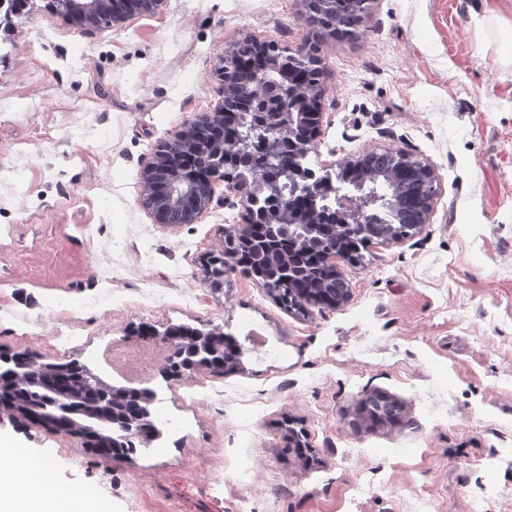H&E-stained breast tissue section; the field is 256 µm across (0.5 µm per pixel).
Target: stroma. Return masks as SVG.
<instances>
[{"instance_id":"obj_1","label":"stroma","mask_w":512,"mask_h":512,"mask_svg":"<svg viewBox=\"0 0 512 512\" xmlns=\"http://www.w3.org/2000/svg\"><path fill=\"white\" fill-rule=\"evenodd\" d=\"M305 15V0H164L85 34L32 0L0 31V100L44 103L50 131L0 112V349L118 385L101 355L144 325L241 345L232 372L156 381L165 433L135 460L22 417L0 440L108 512H413L418 494L432 512L477 497L512 512V0H369L354 38L322 40L308 167L401 150L437 175L428 224L344 267L340 305L290 311L239 273L212 287L238 198L194 224L142 204L157 145L220 101L225 54L248 36L296 49ZM376 392L394 421L364 419Z\"/></svg>"}]
</instances>
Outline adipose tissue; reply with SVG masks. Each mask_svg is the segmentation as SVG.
<instances>
[{"mask_svg": "<svg viewBox=\"0 0 512 512\" xmlns=\"http://www.w3.org/2000/svg\"><path fill=\"white\" fill-rule=\"evenodd\" d=\"M28 456L9 444L0 445V499H7L12 512H89V500L75 492L58 491L52 497L37 496L24 484L27 476H34L41 485L51 483L47 467L28 472Z\"/></svg>", "mask_w": 512, "mask_h": 512, "instance_id": "adipose-tissue-1", "label": "adipose tissue"}]
</instances>
